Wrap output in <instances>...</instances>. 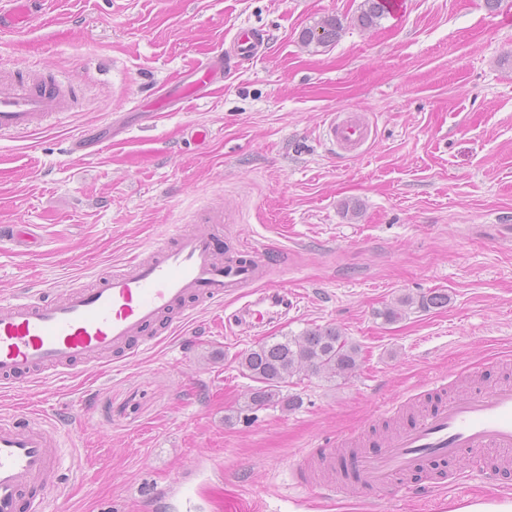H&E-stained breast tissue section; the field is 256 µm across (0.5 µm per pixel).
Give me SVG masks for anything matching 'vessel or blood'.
Returning <instances> with one entry per match:
<instances>
[{"mask_svg": "<svg viewBox=\"0 0 512 512\" xmlns=\"http://www.w3.org/2000/svg\"><path fill=\"white\" fill-rule=\"evenodd\" d=\"M36 2L0 0V33L32 30ZM265 46L263 30L239 27L223 54L195 63L175 86L148 102V110L172 112L206 98L226 61L260 59ZM82 93L74 79L15 69L10 79L0 80V137L35 133L54 113L70 111ZM325 133L339 150L357 154L371 131L358 114L339 111L328 113ZM197 220V229L177 226L169 243L129 258L97 286L70 284L55 301L32 289L1 297L0 384L63 379L106 357L135 358L184 322L193 304L233 298L241 303L231 316L233 324L253 329L287 317L295 305L287 288L253 290L266 278L271 261L254 250L225 248L218 229L223 212L204 208ZM470 377L458 372L454 382L465 386V394L439 401L379 449L346 455L339 438L302 454L294 466L300 486L336 495L340 486L334 470L342 458L354 485L378 499L442 486L434 467L438 461L465 458L471 472L479 474L491 461L512 467V382L474 386ZM62 436L59 425L37 412L22 420L0 417V512H46L63 465Z\"/></svg>", "mask_w": 512, "mask_h": 512, "instance_id": "vessel-or-blood-1", "label": "vessel or blood"}]
</instances>
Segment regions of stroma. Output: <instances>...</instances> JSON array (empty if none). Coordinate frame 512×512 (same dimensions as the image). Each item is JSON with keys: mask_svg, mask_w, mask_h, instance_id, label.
I'll return each instance as SVG.
<instances>
[{"mask_svg": "<svg viewBox=\"0 0 512 512\" xmlns=\"http://www.w3.org/2000/svg\"><path fill=\"white\" fill-rule=\"evenodd\" d=\"M47 2L34 30L0 35V68L73 73L85 96L37 134L0 138V225L37 237L27 255L0 245V295L108 277L201 206L232 217L234 242L281 258L270 278L298 295L257 331L226 329L228 299L130 361L0 390V415L39 409L93 460L79 480L63 472L49 512H187L155 494L192 468L194 512H433L432 491L373 501L348 483L324 498L293 466L382 428L386 407L461 367L487 384L512 377V238L487 230L512 225V0H404L371 29L355 21L361 0ZM328 16L339 39L303 47ZM242 24L267 31L264 59L179 111L136 110ZM344 109L373 127L353 157L322 135ZM194 126L206 142L182 139ZM77 134L82 151L67 153ZM429 291L447 305L376 316ZM315 325L359 345L355 376H305L287 388L300 406L245 409L239 356ZM478 500L512 501V472L473 477L445 504Z\"/></svg>", "mask_w": 512, "mask_h": 512, "instance_id": "1", "label": "stroma"}]
</instances>
